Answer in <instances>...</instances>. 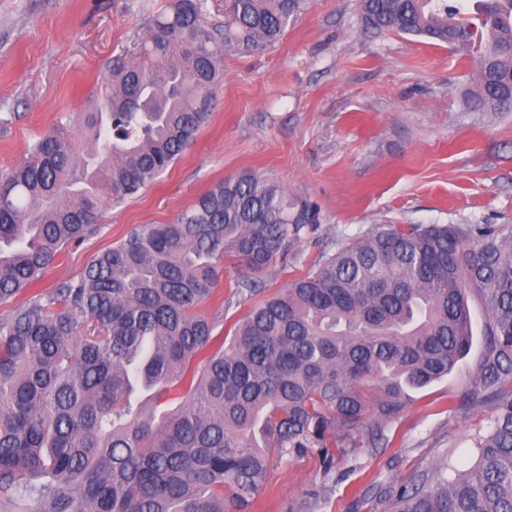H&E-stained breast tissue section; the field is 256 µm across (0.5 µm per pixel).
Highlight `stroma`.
Returning a JSON list of instances; mask_svg holds the SVG:
<instances>
[{
  "instance_id": "35a3bbf8",
  "label": "stroma",
  "mask_w": 512,
  "mask_h": 512,
  "mask_svg": "<svg viewBox=\"0 0 512 512\" xmlns=\"http://www.w3.org/2000/svg\"><path fill=\"white\" fill-rule=\"evenodd\" d=\"M172 0H0V173L54 128L78 131L109 90L107 61L131 47ZM471 57L366 27L359 0H310L274 47L224 58L217 104L196 140L154 185L109 208L101 230L70 247L36 290L75 278L142 224H168L217 182L255 173L314 213L260 275L226 262L204 311L224 336L261 301L313 274L338 247L382 224H512V112H475ZM459 369L412 392L385 448L370 427L331 469L310 451L274 464L247 512H392L399 487L451 457L476 460L482 413L452 408Z\"/></svg>"
}]
</instances>
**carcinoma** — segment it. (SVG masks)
I'll list each match as a JSON object with an SVG mask.
<instances>
[{
  "mask_svg": "<svg viewBox=\"0 0 512 512\" xmlns=\"http://www.w3.org/2000/svg\"><path fill=\"white\" fill-rule=\"evenodd\" d=\"M307 0H230L224 29L175 0L110 61L82 139L39 138L0 175V512H245L269 465L325 467L362 424L383 427L459 368L456 401L486 414L467 470L402 485L394 512H512V225L382 224L266 297L227 336L202 313L224 258L262 272L314 216L253 174L144 224L80 277L29 291L105 209L151 186L214 109L224 55L273 47ZM367 26L477 48L474 108L512 112V0H360ZM484 302L481 320L469 301ZM178 405L161 413L137 388Z\"/></svg>",
  "mask_w": 512,
  "mask_h": 512,
  "instance_id": "cac0c4a2",
  "label": "carcinoma"
}]
</instances>
